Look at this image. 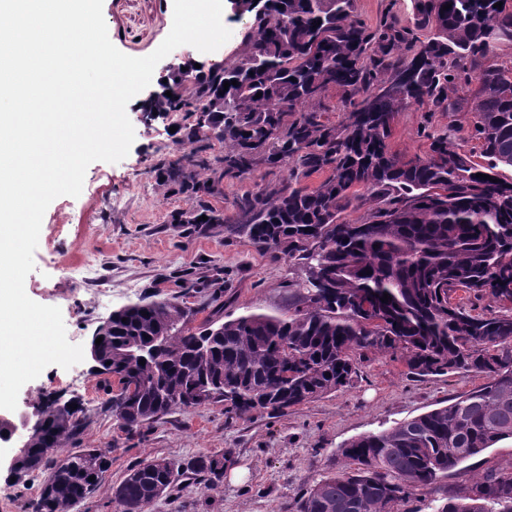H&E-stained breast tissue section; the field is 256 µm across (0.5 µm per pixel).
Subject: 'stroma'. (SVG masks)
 Returning <instances> with one entry per match:
<instances>
[{
  "label": "stroma",
  "instance_id": "1",
  "mask_svg": "<svg viewBox=\"0 0 512 512\" xmlns=\"http://www.w3.org/2000/svg\"><path fill=\"white\" fill-rule=\"evenodd\" d=\"M389 14L399 26L412 29L415 42L428 40V30L415 25L411 0H356L355 16L368 28H377ZM103 16L118 50L145 57L171 30L173 0H103ZM222 21L231 37L218 50L202 53L183 45L157 64L148 91L140 92L127 109L135 131L128 155L116 163H91L80 195L57 197L43 216L35 268L25 280V291L37 303L60 308L71 343L90 348L96 329L112 312L144 297L177 296L187 306L207 311L220 302L232 318L248 309L284 312L293 301L295 283L305 277L301 266L258 252L223 225L172 223V213L188 208L189 201L183 194L166 192L154 172L159 162L181 155L174 129L191 123L192 116L180 112L150 119L141 103L149 91L161 90L172 66L189 61L208 68L241 50L251 18L226 14ZM440 134L462 139L467 154L479 155L480 143L469 139L468 117L462 112L411 107L396 115L388 143L403 158H423L432 137ZM286 175L283 168L262 164L244 179L220 176L224 195L211 204L233 214L238 196ZM94 366L89 357L68 369L48 366L18 395V412L30 415L44 395L80 400L85 426L59 448L57 458L78 448H99L112 460L108 488L72 512H119L109 488L143 460L161 457L182 463L221 452L229 460L220 482L179 478L171 494L155 501L150 512H296L306 488L328 470L342 469L337 451L344 443L446 406L484 382L474 372L415 378L399 358L379 355L360 362L352 386L282 416L255 412L231 420L217 403L174 411L141 432L128 433L107 410L103 378ZM509 465L511 439L442 475L432 493L414 496L404 512H430V499L446 500L457 488ZM47 476V471H36L22 483L1 476L0 512H35Z\"/></svg>",
  "mask_w": 512,
  "mask_h": 512
}]
</instances>
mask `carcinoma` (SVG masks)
Returning a JSON list of instances; mask_svg holds the SVG:
<instances>
[{
    "mask_svg": "<svg viewBox=\"0 0 512 512\" xmlns=\"http://www.w3.org/2000/svg\"><path fill=\"white\" fill-rule=\"evenodd\" d=\"M412 9L416 24L431 29L417 50L410 31L357 20L355 0H267L241 53L194 69L190 84L182 66L173 68L163 85L172 96L142 105L150 118L179 107L202 114L180 128L187 151L158 165L163 185L192 201L171 221L196 224L205 215L259 252L303 265L307 277L286 315L248 311L225 320L216 309L193 327L197 312L179 298H144L102 323L96 364L118 384L106 406L123 430L212 403L231 419L284 415L351 386L370 354L397 356L418 378L484 376L444 407L346 443L348 470L305 489L296 512H401L416 492L433 490L439 474L512 439V307L475 313L457 297L512 304V181L498 173L512 167V71L485 64L493 46L512 44V0H412ZM231 80L238 84L224 88ZM472 84L473 99L449 102ZM331 87L353 106L338 125L321 120ZM414 104L467 108L483 162L446 134L432 137L426 158L401 159L388 144L391 123ZM216 148L226 175L245 178L265 163L288 176L243 194L227 216L207 201L221 194L205 177L203 153ZM319 172L328 173L319 186L300 185ZM369 197L376 209L342 220ZM40 405L19 470L51 467L36 512H70L106 486L111 460L80 448L53 463L80 434L84 409L47 396ZM225 461L144 460L111 492L121 512H148L180 476L220 481ZM435 512H512V465L462 487Z\"/></svg>",
    "mask_w": 512,
    "mask_h": 512,
    "instance_id": "1",
    "label": "carcinoma"
}]
</instances>
